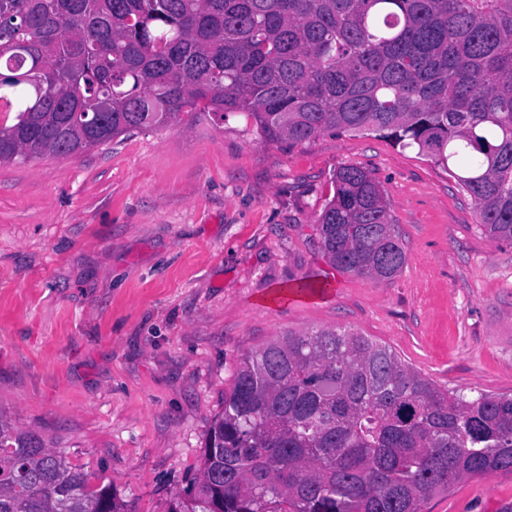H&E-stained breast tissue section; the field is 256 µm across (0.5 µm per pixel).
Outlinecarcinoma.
Wrapping results in <instances>:
<instances>
[{
	"label": "carcinoma",
	"instance_id": "obj_1",
	"mask_svg": "<svg viewBox=\"0 0 512 512\" xmlns=\"http://www.w3.org/2000/svg\"><path fill=\"white\" fill-rule=\"evenodd\" d=\"M264 142L373 133L451 173L512 241V0H0V164L73 157L199 103ZM340 271L405 266L371 172L317 220ZM512 473V397L442 389L388 346L288 331L245 355L172 512H423ZM0 512H123L66 453L0 417Z\"/></svg>",
	"mask_w": 512,
	"mask_h": 512
}]
</instances>
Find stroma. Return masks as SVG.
Returning a JSON list of instances; mask_svg holds the SVG:
<instances>
[{
    "instance_id": "obj_1",
    "label": "stroma",
    "mask_w": 512,
    "mask_h": 512,
    "mask_svg": "<svg viewBox=\"0 0 512 512\" xmlns=\"http://www.w3.org/2000/svg\"><path fill=\"white\" fill-rule=\"evenodd\" d=\"M344 165L381 182L406 253L343 273L316 230ZM305 279L322 295L289 293ZM342 328L440 386L512 397V242L416 148L355 133L294 146L243 118L145 129L76 157L0 164V414L64 450L124 512H170L240 358ZM512 475L424 512H501Z\"/></svg>"
}]
</instances>
